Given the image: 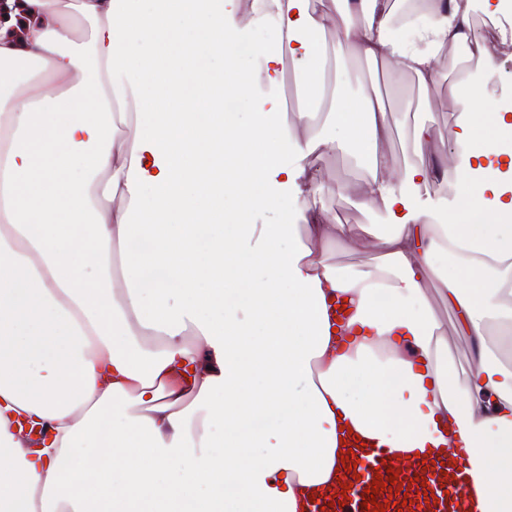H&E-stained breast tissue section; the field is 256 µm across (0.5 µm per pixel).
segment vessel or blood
<instances>
[{"mask_svg": "<svg viewBox=\"0 0 512 512\" xmlns=\"http://www.w3.org/2000/svg\"><path fill=\"white\" fill-rule=\"evenodd\" d=\"M357 468L345 479L348 495L333 493L313 502V512H366L363 501L375 472L393 469L399 483L411 486L413 512H467L470 477L466 453L452 448L442 457L395 454L386 445L355 444L349 456Z\"/></svg>", "mask_w": 512, "mask_h": 512, "instance_id": "b4317fda", "label": "vessel or blood"}]
</instances>
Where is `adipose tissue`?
Returning a JSON list of instances; mask_svg holds the SVG:
<instances>
[{"label": "adipose tissue", "instance_id": "obj_1", "mask_svg": "<svg viewBox=\"0 0 512 512\" xmlns=\"http://www.w3.org/2000/svg\"><path fill=\"white\" fill-rule=\"evenodd\" d=\"M472 11L432 0L394 38L392 0H0V512H309L351 431L463 448L467 512H512V111L486 99ZM329 29L461 105L457 218L411 205L432 129L389 159L392 113L350 105ZM446 54L483 81L438 83ZM334 151L364 170L337 192L387 232L318 208ZM373 239L377 265L332 262ZM432 292L477 348L466 380ZM24 417L43 447L15 436Z\"/></svg>", "mask_w": 512, "mask_h": 512}]
</instances>
